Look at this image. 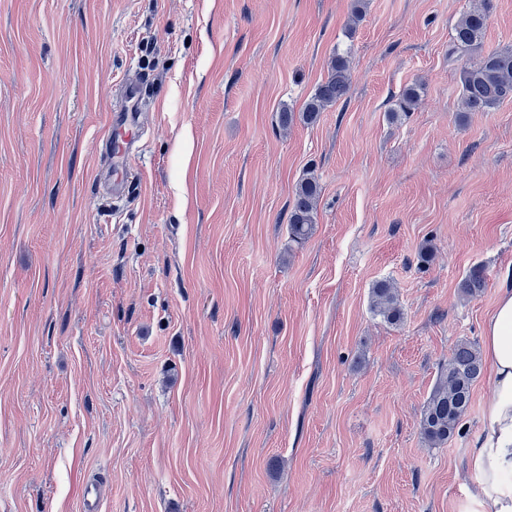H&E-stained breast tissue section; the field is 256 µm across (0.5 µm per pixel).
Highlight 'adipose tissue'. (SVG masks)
Wrapping results in <instances>:
<instances>
[{
    "instance_id": "obj_1",
    "label": "adipose tissue",
    "mask_w": 512,
    "mask_h": 512,
    "mask_svg": "<svg viewBox=\"0 0 512 512\" xmlns=\"http://www.w3.org/2000/svg\"><path fill=\"white\" fill-rule=\"evenodd\" d=\"M483 352L494 396L482 421L484 436L473 449V498L480 512H512V291H503L484 329Z\"/></svg>"
}]
</instances>
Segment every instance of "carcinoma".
I'll return each mask as SVG.
<instances>
[{
  "label": "carcinoma",
  "mask_w": 512,
  "mask_h": 512,
  "mask_svg": "<svg viewBox=\"0 0 512 512\" xmlns=\"http://www.w3.org/2000/svg\"><path fill=\"white\" fill-rule=\"evenodd\" d=\"M491 0L465 12L454 26L448 45V59L471 54L461 70L462 108L465 112H491L504 100L512 98V49L485 53L483 39L488 24ZM352 62L349 52L336 53L325 80L318 84L303 109L296 113L288 107L279 112L281 127L295 121L305 125L316 124L328 107L344 98L350 90ZM422 86L412 83L402 90L396 108L388 112L395 122L414 111L421 101ZM321 192L318 179L310 173L295 189L294 201L288 218L290 241L304 244L312 234ZM485 287L484 270L472 267L460 283L461 292L474 297ZM370 309L384 321L395 324L402 319L403 309L392 282L379 280L369 292ZM484 371V361L475 343L459 341L440 370L438 381L423 407L420 430L425 441L440 447L451 439L472 402V390Z\"/></svg>",
  "instance_id": "1"
}]
</instances>
